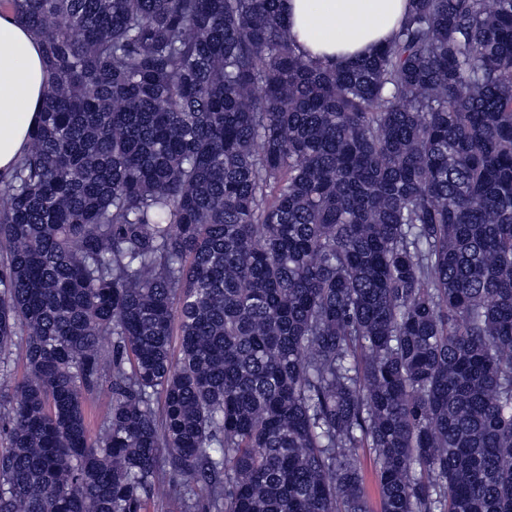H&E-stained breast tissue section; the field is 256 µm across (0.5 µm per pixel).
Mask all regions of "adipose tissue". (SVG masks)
<instances>
[{"label":"adipose tissue","mask_w":512,"mask_h":512,"mask_svg":"<svg viewBox=\"0 0 512 512\" xmlns=\"http://www.w3.org/2000/svg\"><path fill=\"white\" fill-rule=\"evenodd\" d=\"M409 0H280L299 52L346 64L387 45ZM48 82L40 43L10 13L0 14V174L9 175L38 126Z\"/></svg>","instance_id":"obj_1"}]
</instances>
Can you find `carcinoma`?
<instances>
[{
	"label": "carcinoma",
	"instance_id": "1",
	"mask_svg": "<svg viewBox=\"0 0 512 512\" xmlns=\"http://www.w3.org/2000/svg\"><path fill=\"white\" fill-rule=\"evenodd\" d=\"M279 2L0 0V512H512V0L336 66ZM48 82L40 43L8 12L0 16V174L12 172L38 126Z\"/></svg>",
	"mask_w": 512,
	"mask_h": 512
}]
</instances>
